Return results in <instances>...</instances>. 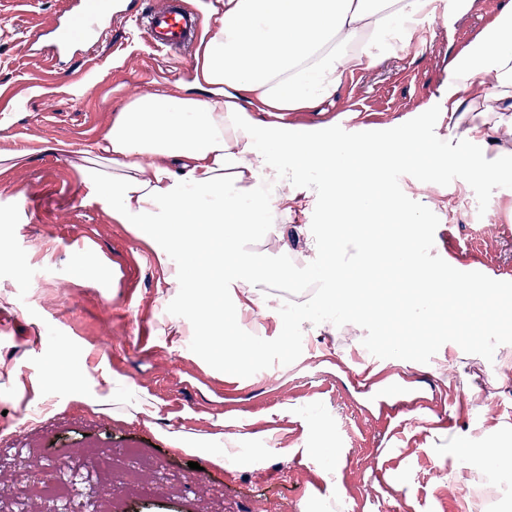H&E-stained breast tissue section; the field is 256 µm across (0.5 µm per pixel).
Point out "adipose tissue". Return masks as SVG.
I'll return each mask as SVG.
<instances>
[{"label": "adipose tissue", "mask_w": 512, "mask_h": 512, "mask_svg": "<svg viewBox=\"0 0 512 512\" xmlns=\"http://www.w3.org/2000/svg\"><path fill=\"white\" fill-rule=\"evenodd\" d=\"M440 0H224L223 14L206 26L192 88L159 89L129 101L103 138L85 147L81 168L86 183L112 191V216L145 238L159 224H177L181 234L157 251L194 255L192 318L179 335L205 350H227L228 320L280 321L271 294L254 282L284 281L293 269H312L328 289L331 309L355 314L357 329H384L394 297L371 287L379 257H388L410 282L403 310L422 318L440 302L449 325L493 329L502 296V277L472 281L469 269L448 262V277L433 275L415 252L359 237L352 252L335 265L312 267L320 251L334 249L345 224L370 223L386 209L394 223L416 225L426 214L405 208L381 190V167L407 156L420 135L406 127L391 139L336 141L315 129L283 122L287 112L313 109L333 100L348 77L374 68L394 41H410L417 21L435 15ZM488 84L483 101L475 88ZM270 113L271 121L255 118ZM438 122L452 139L436 169L416 183L424 197L440 192L438 172L457 169L462 179L489 177L512 166V4L455 56L439 88ZM480 146V156L459 151L457 141ZM321 201L326 230L320 238L297 224ZM232 232H225V225ZM272 242L288 263L275 270L255 264L246 246ZM235 271L242 285L231 308L212 305L223 294L224 278ZM85 345L82 375L69 402L92 407L112 419L133 422L157 416L150 395L126 397L121 380Z\"/></svg>", "instance_id": "obj_1"}]
</instances>
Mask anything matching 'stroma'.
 Listing matches in <instances>:
<instances>
[{
    "instance_id": "35a3bbf8",
    "label": "stroma",
    "mask_w": 512,
    "mask_h": 512,
    "mask_svg": "<svg viewBox=\"0 0 512 512\" xmlns=\"http://www.w3.org/2000/svg\"><path fill=\"white\" fill-rule=\"evenodd\" d=\"M149 0H124L130 18L112 25L89 55L73 52L56 66L27 52L36 29L62 9L60 0H0V154L30 151L18 169L0 172V432L25 431L39 443L35 456L0 447V512H15L23 484L48 458L95 473L96 450L135 445L163 459L170 477L190 475L188 455L172 451L164 426L245 434L231 469L197 455L202 488L141 497L90 481L114 512H208L223 499L224 512H476L477 502L449 495L456 463L449 449L512 445V386L490 384L494 371L512 367V287L501 303L494 334L434 335L423 351L407 343L409 321L393 314L386 329L330 335L285 316L282 328L233 324L240 347L232 364L173 334L192 312L166 287L152 245L131 225L112 217L107 187L83 181L80 152L101 138L129 100L156 87L190 85L193 63L165 58L147 44L133 21ZM512 0H469L464 14L447 11L445 25L427 31L421 52L393 50L369 72L356 75L333 102L292 112L289 125L316 126L337 140L357 133L394 137L399 127L426 124L428 140L384 177L400 195L434 168L446 149L436 125L437 89L451 60L477 39ZM61 142L66 152L41 151ZM443 193L411 197L429 209L432 223L448 229L447 253L479 276L512 274V222L499 213L512 199V181H473L460 189L455 170L442 177ZM485 202L476 216L470 202ZM97 345L109 371L161 402L159 429L122 423L79 404H65L67 383L82 371V349ZM459 370L442 372L441 355ZM393 369L431 401L422 420L398 416L380 423L371 395L354 377L363 368ZM480 387L468 395L462 377ZM38 377L56 412L34 425L13 404L15 382ZM294 457L281 455L283 447Z\"/></svg>"
}]
</instances>
